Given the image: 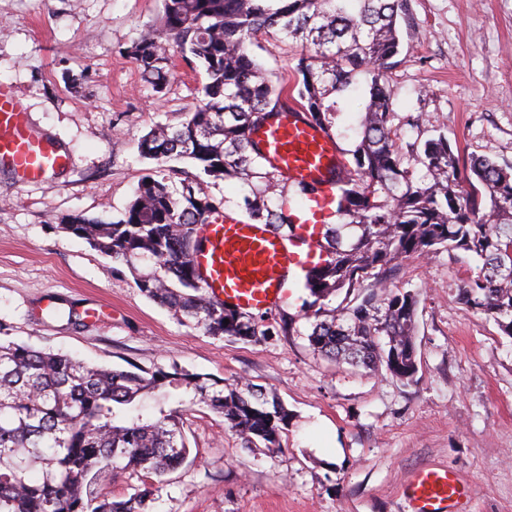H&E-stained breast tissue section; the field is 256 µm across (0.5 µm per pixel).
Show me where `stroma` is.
Listing matches in <instances>:
<instances>
[{
  "label": "stroma",
  "mask_w": 512,
  "mask_h": 512,
  "mask_svg": "<svg viewBox=\"0 0 512 512\" xmlns=\"http://www.w3.org/2000/svg\"><path fill=\"white\" fill-rule=\"evenodd\" d=\"M162 10L163 0H0V84L71 156L44 183L16 187L0 173V322L11 339L131 371L250 382L284 404L280 448L249 451L204 405L170 399L190 455L157 485L154 512H407L401 490L430 465L471 485L470 512H512V337L459 299L471 254L442 249L389 273L390 287L419 293L418 373L405 385L318 354L302 320L256 343L206 335L145 297L127 265L63 231L71 214L121 218L146 167L139 138L182 121L199 97L205 74L179 53L160 93L127 54ZM250 50L294 82L297 51L281 35ZM386 79L414 173L438 134L463 158L512 165V0H406ZM56 299L84 325L42 315Z\"/></svg>",
  "instance_id": "stroma-1"
}]
</instances>
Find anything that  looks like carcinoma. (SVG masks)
Here are the masks:
<instances>
[{"instance_id":"obj_1","label":"carcinoma","mask_w":512,"mask_h":512,"mask_svg":"<svg viewBox=\"0 0 512 512\" xmlns=\"http://www.w3.org/2000/svg\"><path fill=\"white\" fill-rule=\"evenodd\" d=\"M404 16L403 0H164L161 28L142 34L128 55L157 93L171 74L170 43L204 69L207 81L185 120L148 131L138 153L154 161L189 158L198 173L175 189L147 168L121 218L107 223L74 214L61 229L126 264L144 296L206 334L250 342L268 335L253 317L206 296L189 255L197 226L223 206L203 191L204 179L246 185L240 208L284 236L295 231L287 202L312 192L269 167L251 140L256 125L288 99L249 50L258 35L274 31L300 47L295 89L313 124L341 137V116L354 110L347 95L361 99L354 140L341 149L349 177L336 192L338 223L323 225L326 258L302 281L314 350L413 380L418 294L390 288L384 273L440 249L482 260L462 301L499 318L512 336V166L485 155L466 162L440 135L417 154L419 179L402 167L384 74L399 52ZM139 259L152 263L149 272L138 271ZM47 316L84 324L58 305ZM8 335L0 323V512H152L153 484L119 497L104 483L127 470L159 479L189 456L180 416L166 407L173 391L220 414L247 448L257 440L278 447L287 425L282 405L250 383L210 392L202 377L176 368L100 366Z\"/></svg>"}]
</instances>
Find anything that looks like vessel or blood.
Masks as SVG:
<instances>
[{
    "mask_svg": "<svg viewBox=\"0 0 512 512\" xmlns=\"http://www.w3.org/2000/svg\"><path fill=\"white\" fill-rule=\"evenodd\" d=\"M264 160L315 192L296 218V235L284 239L265 224L227 216L201 225V248L191 261L202 287L215 301L250 313L274 309L299 271L312 266L319 251L318 225L336 196L332 181L342 167L334 136L282 112L253 134ZM70 154L53 137L37 131L18 96L0 86V170L16 186L48 180L68 169ZM411 512H463L468 487L454 472L430 467L404 487Z\"/></svg>",
    "mask_w": 512,
    "mask_h": 512,
    "instance_id": "obj_1",
    "label": "vessel or blood"
}]
</instances>
